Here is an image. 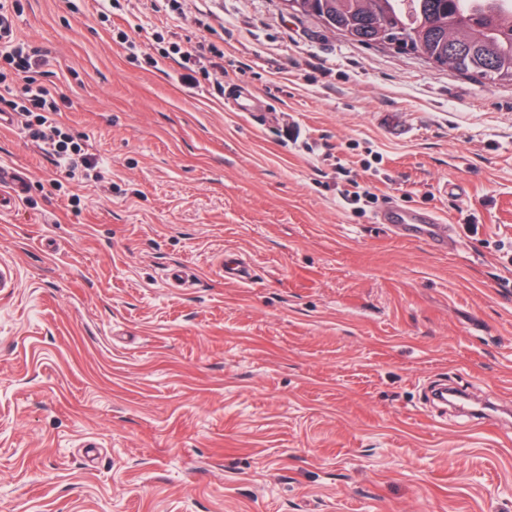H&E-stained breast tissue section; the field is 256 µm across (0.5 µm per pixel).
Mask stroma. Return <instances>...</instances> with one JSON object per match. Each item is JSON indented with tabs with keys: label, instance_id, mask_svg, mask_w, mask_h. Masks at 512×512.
Wrapping results in <instances>:
<instances>
[{
	"label": "stroma",
	"instance_id": "1",
	"mask_svg": "<svg viewBox=\"0 0 512 512\" xmlns=\"http://www.w3.org/2000/svg\"><path fill=\"white\" fill-rule=\"evenodd\" d=\"M18 4L108 173L66 181L0 131L27 180L0 213V512H512V417L426 408L442 383L512 405V83L283 0H120L106 23L99 0ZM170 31L219 66L179 81ZM391 201L436 211L447 250L375 223ZM222 253L253 280L217 276ZM225 99L232 103L234 112H265L259 106L258 97L238 83L227 85ZM353 190H347L343 194L344 203L354 212L365 213L366 203L374 199V193L369 186L360 185L357 181H351Z\"/></svg>",
	"mask_w": 512,
	"mask_h": 512
}]
</instances>
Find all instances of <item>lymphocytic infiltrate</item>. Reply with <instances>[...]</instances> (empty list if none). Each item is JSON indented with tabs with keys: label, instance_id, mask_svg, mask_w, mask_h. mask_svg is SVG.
Masks as SVG:
<instances>
[{
	"label": "lymphocytic infiltrate",
	"instance_id": "obj_1",
	"mask_svg": "<svg viewBox=\"0 0 512 512\" xmlns=\"http://www.w3.org/2000/svg\"><path fill=\"white\" fill-rule=\"evenodd\" d=\"M17 0H0V112L20 116L30 136L68 177L87 176L99 161L81 136L65 130L60 98L46 84L49 61L13 35Z\"/></svg>",
	"mask_w": 512,
	"mask_h": 512
}]
</instances>
